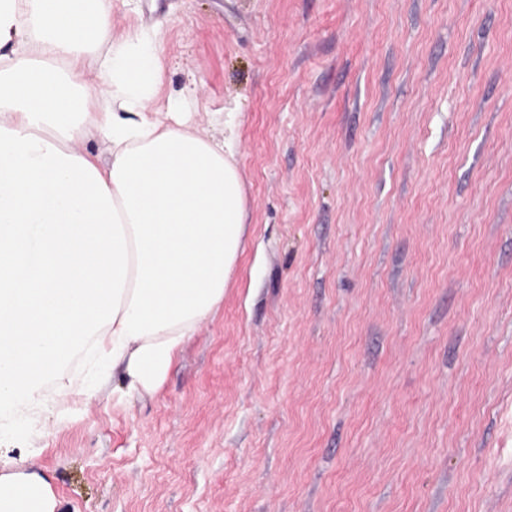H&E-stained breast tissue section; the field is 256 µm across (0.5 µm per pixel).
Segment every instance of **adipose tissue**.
Returning <instances> with one entry per match:
<instances>
[{
  "label": "adipose tissue",
  "instance_id": "obj_1",
  "mask_svg": "<svg viewBox=\"0 0 512 512\" xmlns=\"http://www.w3.org/2000/svg\"><path fill=\"white\" fill-rule=\"evenodd\" d=\"M162 53L157 29L113 36L112 0H0V419L120 364L128 391L159 386L224 299L247 219L237 115L217 139L187 97L158 108ZM57 507L43 476L0 473V512Z\"/></svg>",
  "mask_w": 512,
  "mask_h": 512
}]
</instances>
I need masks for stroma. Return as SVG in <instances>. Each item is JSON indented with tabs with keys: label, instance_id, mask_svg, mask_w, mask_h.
I'll use <instances>...</instances> for the list:
<instances>
[{
	"label": "stroma",
	"instance_id": "35a3bbf8",
	"mask_svg": "<svg viewBox=\"0 0 512 512\" xmlns=\"http://www.w3.org/2000/svg\"><path fill=\"white\" fill-rule=\"evenodd\" d=\"M161 97L237 113L248 226L162 385L0 466L59 512H512V0H112Z\"/></svg>",
	"mask_w": 512,
	"mask_h": 512
}]
</instances>
